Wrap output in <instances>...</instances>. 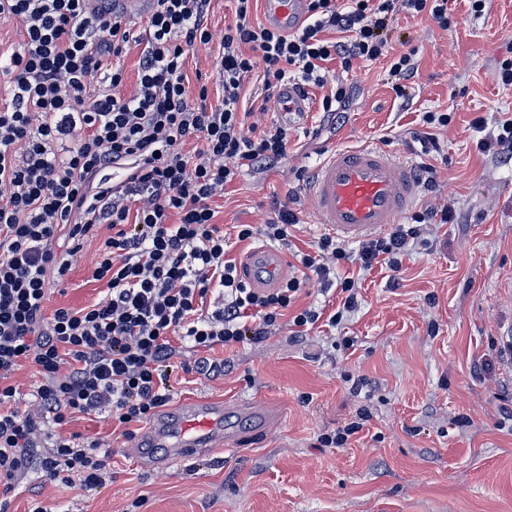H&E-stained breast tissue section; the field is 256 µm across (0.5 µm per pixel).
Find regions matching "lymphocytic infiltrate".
Returning a JSON list of instances; mask_svg holds the SVG:
<instances>
[{"instance_id":"f902f5d3","label":"lymphocytic infiltrate","mask_w":512,"mask_h":512,"mask_svg":"<svg viewBox=\"0 0 512 512\" xmlns=\"http://www.w3.org/2000/svg\"><path fill=\"white\" fill-rule=\"evenodd\" d=\"M90 0H0V20L21 22L23 51L0 68V490L14 491L31 469L48 482L92 490L110 478V450L99 442L56 438L39 452L43 422L73 413L108 412L122 424L145 422L171 400L164 368L177 347L198 352L184 371L214 373V347L270 336L306 283L329 282L337 265L398 269L424 224L451 223L453 208L426 207L409 223L364 241L348 255L335 237L319 238L296 257L300 273L277 287L252 286L226 256L224 232L210 206L243 172L288 152V132L255 120L244 86L255 81L263 103L282 83L301 96L322 88V124L339 122L350 99L346 84L329 85L328 62L342 71L389 61L398 97L418 67L395 52L386 31L397 13L425 15L450 28L448 0H308L307 19L292 34L253 23V0H236V21L214 36L210 0H157L136 88L113 64L133 38L131 22ZM217 45L221 98L186 86V56ZM194 154H187V144ZM122 165L112 185L106 170ZM301 196L291 193L261 228L285 243L302 224ZM102 236L92 272L105 282L94 304L47 311L53 286L70 271L85 241ZM66 246H59V239ZM223 303L206 311L212 290ZM42 381L32 400L10 378L22 364Z\"/></svg>"}]
</instances>
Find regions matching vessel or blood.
Masks as SVG:
<instances>
[{"label": "vessel or blood", "instance_id": "1", "mask_svg": "<svg viewBox=\"0 0 512 512\" xmlns=\"http://www.w3.org/2000/svg\"><path fill=\"white\" fill-rule=\"evenodd\" d=\"M266 16L283 32L302 26L305 0H263ZM308 190L317 224L350 241L387 231L413 204L418 179L411 163L381 147L331 148L314 168ZM284 267L280 254L254 252L245 270L259 284L273 283ZM225 404L198 397L159 414L149 444L165 449L166 462L189 460L221 448L243 446L246 438L224 429Z\"/></svg>", "mask_w": 512, "mask_h": 512}]
</instances>
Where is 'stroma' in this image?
<instances>
[{"label":"stroma","instance_id":"35a3bbf8","mask_svg":"<svg viewBox=\"0 0 512 512\" xmlns=\"http://www.w3.org/2000/svg\"><path fill=\"white\" fill-rule=\"evenodd\" d=\"M457 26L397 14L395 50L416 53L408 100L397 97L387 60L360 64L343 80L355 95L334 131H319L322 89L298 118L269 108L266 125L288 129L287 155L228 184L211 202L229 258L244 264L266 247L238 241L237 225L273 218L327 150L384 145L414 164L427 162L415 139L425 112H449L434 160L439 203L456 218L430 225L392 272L343 262L337 276L358 284L359 306L336 327L301 329L280 319L261 342L215 348L218 376L183 375L176 400L194 395L267 405L282 417L256 435L250 411L225 416L246 446L167 468L144 447L146 426L122 428L78 414L46 434L96 439L112 453V478L92 491L45 482L30 473L8 496L7 512H512V366L501 336L512 331V160L480 151L474 120L494 128L512 114V86L497 79L512 57V0H487L471 16L466 0H448ZM99 240L87 241L47 310L83 308L104 295L93 280ZM361 393H351L354 380ZM359 431L339 448L318 438L352 422Z\"/></svg>","mask_w":512,"mask_h":512}]
</instances>
